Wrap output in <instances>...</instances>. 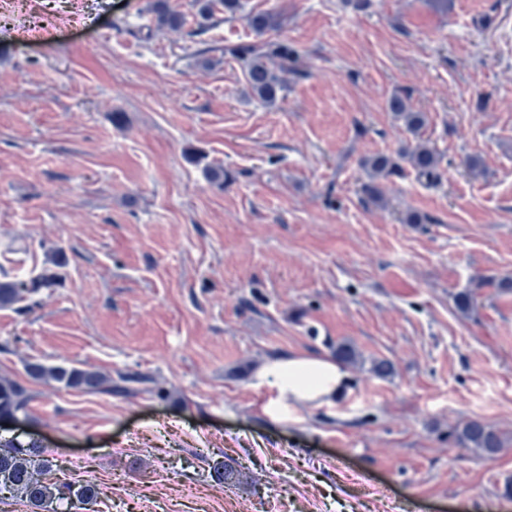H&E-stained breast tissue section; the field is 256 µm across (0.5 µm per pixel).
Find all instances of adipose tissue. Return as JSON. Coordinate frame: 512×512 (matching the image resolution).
<instances>
[{"instance_id":"1","label":"adipose tissue","mask_w":512,"mask_h":512,"mask_svg":"<svg viewBox=\"0 0 512 512\" xmlns=\"http://www.w3.org/2000/svg\"><path fill=\"white\" fill-rule=\"evenodd\" d=\"M347 382V371L335 360L324 357L268 359L252 375L254 388H269L274 392L264 406L266 417L274 423L291 419L300 405L332 404Z\"/></svg>"}]
</instances>
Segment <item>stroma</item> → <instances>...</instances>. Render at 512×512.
Returning <instances> with one entry per match:
<instances>
[{
	"label": "stroma",
	"mask_w": 512,
	"mask_h": 512,
	"mask_svg": "<svg viewBox=\"0 0 512 512\" xmlns=\"http://www.w3.org/2000/svg\"><path fill=\"white\" fill-rule=\"evenodd\" d=\"M240 2L204 22L166 0L172 31L149 0H84V26L36 41L73 0H0V272L62 276L0 309L25 436L96 512H512V0ZM263 14L305 70L272 106L224 53ZM396 94L437 177L405 167L374 204L361 159L413 137ZM340 343L360 358L335 404L267 420L256 366ZM35 362L134 391L61 389ZM472 420L497 456L455 448Z\"/></svg>",
	"instance_id": "35a3bbf8"
}]
</instances>
